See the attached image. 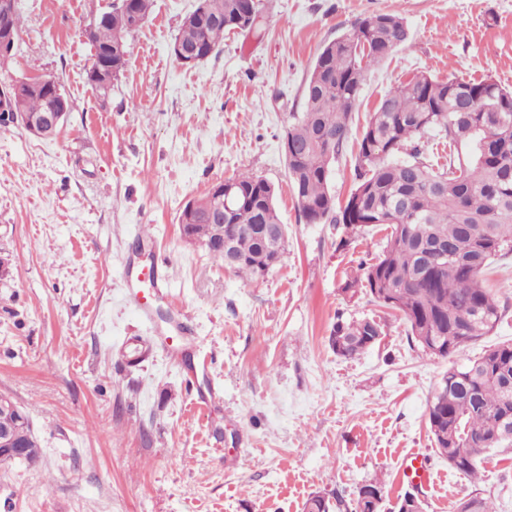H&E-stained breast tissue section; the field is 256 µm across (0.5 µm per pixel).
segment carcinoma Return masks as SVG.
Here are the masks:
<instances>
[{
	"label": "carcinoma",
	"instance_id": "1",
	"mask_svg": "<svg viewBox=\"0 0 512 512\" xmlns=\"http://www.w3.org/2000/svg\"><path fill=\"white\" fill-rule=\"evenodd\" d=\"M203 18L182 22L176 41L206 59L220 51L224 35L236 28L235 15L253 8L257 30L267 20L254 0H199ZM137 31L122 12L114 11L95 29L91 43L106 48ZM404 20L392 13L362 18L351 34L326 44L305 83L304 111L294 112L285 133L291 190L308 224H341L352 234L367 226L388 231L377 261L363 267L365 288L376 301H392L409 327L411 342L424 352L449 358L489 335L501 308L481 286L479 276L497 257L512 254V90L492 79L471 82L458 77L434 79L416 74L382 98L358 142L356 185L345 205L336 206L332 167L350 136V121L360 99L367 68L410 40ZM126 61L106 55L93 58L87 73ZM44 89L28 93L17 109L36 115L53 108ZM435 132L448 142V159L433 170L411 149V159L397 155L408 144ZM237 197L224 208V223L278 224L273 186L241 174L232 179ZM187 234L209 243L214 258L224 260V228L189 224ZM286 247L285 233L267 239L257 233L235 238L238 263L232 270L246 281L264 278ZM380 323L367 318L336 317L328 343L336 355L353 358L382 335ZM428 424L437 452L460 473L472 476L481 457L512 443V343L485 350L464 365L453 363L427 405ZM9 426L16 444L27 449L25 461L39 457V444L28 415L17 421L0 409V429ZM465 434L492 439L487 448H459ZM340 498L330 502L318 493L303 512H339ZM456 512H495L489 501L472 497Z\"/></svg>",
	"mask_w": 512,
	"mask_h": 512
}]
</instances>
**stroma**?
Segmentation results:
<instances>
[{"mask_svg": "<svg viewBox=\"0 0 512 512\" xmlns=\"http://www.w3.org/2000/svg\"><path fill=\"white\" fill-rule=\"evenodd\" d=\"M115 2L19 0L17 51L0 65V86L52 78L71 105L50 139L0 125V393L29 415L40 445L36 462L0 464V512H302L315 493L354 504L371 482L388 508L410 491L423 512L473 496L512 512V447L474 477L434 447L427 403L447 361L411 343L401 313L343 289L381 253L385 230L362 228L338 249L342 226L301 218L284 152L322 47L364 16L402 17L411 38L367 71L333 166L345 202L366 121L402 81L423 73L512 89V0H262L265 31L226 34L193 67L172 45L196 0H153L103 101L86 80L84 28ZM241 173L274 186L287 230L280 262L252 282L178 224L190 200ZM153 259L167 280L145 319L130 304L129 266ZM480 281L504 312L460 364L512 341V255ZM339 318L376 319L383 334L339 357L328 344ZM174 319L187 328L175 357L163 343ZM135 336L150 351L131 367L123 349ZM213 386L218 397L197 411ZM412 454L425 457L428 486L405 476Z\"/></svg>", "mask_w": 512, "mask_h": 512, "instance_id": "stroma-1", "label": "stroma"}]
</instances>
